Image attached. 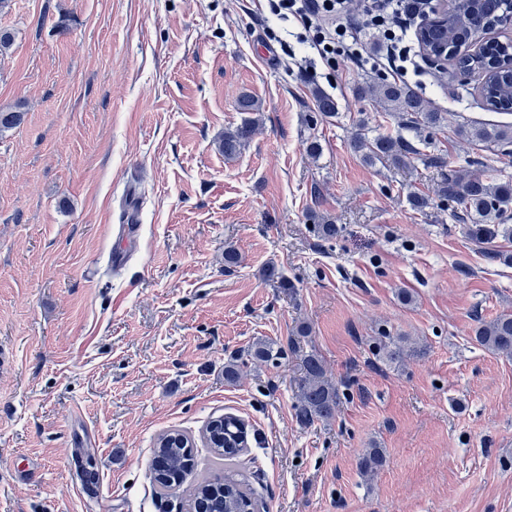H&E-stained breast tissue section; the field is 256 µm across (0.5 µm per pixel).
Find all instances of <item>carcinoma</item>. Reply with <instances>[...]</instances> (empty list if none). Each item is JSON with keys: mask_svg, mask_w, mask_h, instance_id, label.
I'll return each mask as SVG.
<instances>
[{"mask_svg": "<svg viewBox=\"0 0 512 512\" xmlns=\"http://www.w3.org/2000/svg\"><path fill=\"white\" fill-rule=\"evenodd\" d=\"M504 0H461L448 23V29L433 27L429 30L431 44H453V40L467 38L484 30L500 19ZM358 95L376 99L387 112L410 115V124L418 127H437L443 121L441 113L428 109L424 100L407 86L382 81L358 87ZM488 96L495 99L496 111L512 112V69L500 67L494 72ZM256 120L248 119L240 126L224 133V156L234 157L252 135ZM458 134L466 141L487 147L505 149L512 145V125L463 124ZM418 149L402 137L380 136L370 148V155L384 157L396 165H404ZM440 192L448 200L461 206L460 219L471 222L469 232L480 243L491 244L499 233L509 230L512 219V178L507 175L483 177L469 172L449 171ZM475 341L482 347L512 358V314H501L489 321H481L475 329ZM281 350L271 342L260 341L250 350V356L261 362L278 359ZM304 377L299 394V414L306 423L328 420L335 416L339 404L337 383L326 375L318 356L308 354L303 360ZM386 464L380 448H367L363 452L359 469L363 476L371 477ZM195 468V456L190 439H181V433L158 438L153 449L152 481L162 492L179 487L188 472ZM253 496L242 479L229 473L219 478L200 476L190 493L189 507L193 512H242L244 500Z\"/></svg>", "mask_w": 512, "mask_h": 512, "instance_id": "cac0c4a2", "label": "carcinoma"}]
</instances>
